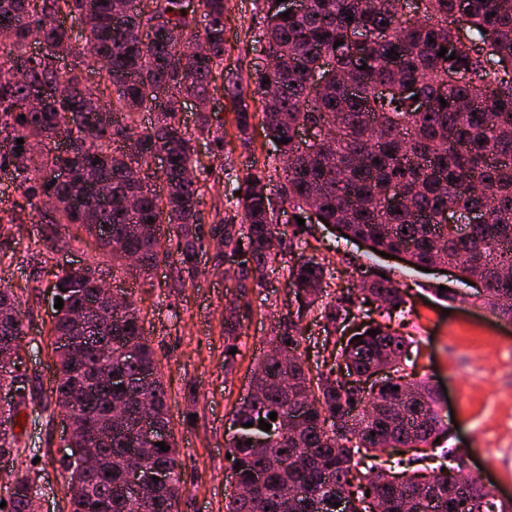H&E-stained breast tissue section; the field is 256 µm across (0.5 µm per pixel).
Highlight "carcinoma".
Wrapping results in <instances>:
<instances>
[{"instance_id": "carcinoma-1", "label": "carcinoma", "mask_w": 512, "mask_h": 512, "mask_svg": "<svg viewBox=\"0 0 512 512\" xmlns=\"http://www.w3.org/2000/svg\"><path fill=\"white\" fill-rule=\"evenodd\" d=\"M131 2L0 0V28L11 32L9 51L0 56V141H9L0 147V170L14 176L25 200L8 208L0 202V224H23L30 210L40 224L37 243L47 249L57 247L70 224L92 236L105 228L108 237L97 240L112 263L139 276L158 264L159 239L137 226L165 225L164 258L178 273H197L209 241L217 267L227 252L240 256L239 297L262 287L263 272L282 261V251L259 170L233 189L244 229L220 220L203 231L197 177L186 176L194 168L195 134L181 123L178 103L195 98L198 131L210 132L205 112L211 85L221 78L236 104L242 145L250 146L259 115L276 151L288 157L284 193L293 215L304 219L315 206L322 223L374 251L403 253L415 267L451 264L461 281L480 277L484 302L512 319V0H420V12L411 15L402 13L401 0H307L305 11L288 17L276 0H263L264 38L286 92L265 100L263 81L270 74L256 72L259 114L240 99L238 77L224 74V0H150L145 14ZM461 13L464 40L455 25ZM47 15L78 17L81 38L63 24L46 25ZM153 21L160 34L146 38L143 28ZM35 33L55 55H30ZM190 41L203 42V50L185 57L182 48ZM337 41L342 45L334 46ZM443 47L447 53L440 57ZM390 51L396 59L387 57ZM95 62L104 69L102 90L85 83L84 72ZM315 71L319 87L308 81ZM60 82L68 86L65 97L30 107L31 98ZM415 96L431 101V109L421 111ZM143 112L156 113L154 122L141 125ZM308 123L326 130L330 146L301 148L297 132ZM59 136L72 141L70 153L33 148ZM130 151L144 171L141 180L125 161ZM62 168L69 172L65 181L56 175ZM99 179L112 192L109 206L91 190ZM154 179L162 189L153 188ZM450 208L480 216L468 236L448 235L441 216ZM326 275V264L313 259L288 267L297 310L282 316L283 330L252 371L248 400L234 412L231 458L239 466L232 470L251 495H230L224 512H512V501H494L474 478L413 474L397 482L390 470L406 460L390 454L385 469L380 463L358 468L363 448L382 453L429 446L446 426L434 386L400 375L407 342L389 324L402 302L400 288L377 277L323 304ZM53 276V296L63 300L51 326L56 405L61 411L73 406L80 444L97 460L92 469L79 457L64 461L69 512H178L180 452L140 310L130 301L112 313L87 305L97 281L88 267ZM359 292L383 314L360 325L341 347L346 375L367 380L381 362L396 373L366 390L348 386L338 371L313 372L299 330L312 314L332 336ZM24 336L15 294L0 284V357ZM143 373L154 375L148 387L139 385ZM114 376L123 386H113ZM143 399L152 409L151 441L135 438ZM115 405L124 407V420L112 418ZM20 406L0 408V456L16 455ZM261 420L271 429L259 428ZM136 450L146 461L141 495L125 480V458ZM160 473L165 479L153 481ZM36 477L31 465L8 472L0 512H32Z\"/></svg>"}]
</instances>
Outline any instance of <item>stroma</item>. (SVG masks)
Masks as SVG:
<instances>
[{
  "instance_id": "35a3bbf8",
  "label": "stroma",
  "mask_w": 512,
  "mask_h": 512,
  "mask_svg": "<svg viewBox=\"0 0 512 512\" xmlns=\"http://www.w3.org/2000/svg\"><path fill=\"white\" fill-rule=\"evenodd\" d=\"M224 70L239 77L242 97L251 111L261 103L253 95V77L265 61L263 0H225ZM212 129L224 134V158L216 160L208 135L195 141L203 224L233 213L228 198L236 176L248 166L262 170L268 192L282 195L285 175L261 123L251 128V146L243 148L233 122L229 97L214 92L210 100ZM34 223L0 224V254L13 256L0 269L18 300L26 326L21 344L22 370L28 398L21 411L25 423L18 433L17 466L35 463L38 494L44 512H69L70 492L60 464L64 449L61 416L55 404V365L47 348L51 324L52 270L95 267L112 288L141 308L143 332L161 363L168 394V413L181 451L185 488L179 512H224L232 491L230 452L232 412L249 389L251 370L269 339L279 330L282 313L295 297L287 272L275 265L264 285L237 298L233 269L213 267L201 255L198 273L180 279L175 266L162 261L150 276L135 279L112 270V258L78 226L65 232L54 250L36 247ZM292 258L328 264L325 299L359 282L362 275L385 274L404 292L396 318L413 340L408 372L444 384L441 415L451 420L426 465L440 470L448 460L443 450L456 449L465 474L480 472L492 488L512 495V320L489 312L476 292L449 273L422 271L405 257L389 258L361 242L339 238L332 228L309 223ZM457 290L455 300L438 295L439 286ZM235 312L242 330L235 340L232 362L224 360V319Z\"/></svg>"
}]
</instances>
